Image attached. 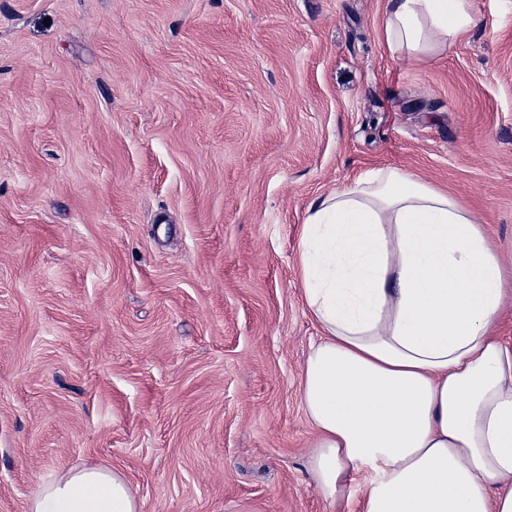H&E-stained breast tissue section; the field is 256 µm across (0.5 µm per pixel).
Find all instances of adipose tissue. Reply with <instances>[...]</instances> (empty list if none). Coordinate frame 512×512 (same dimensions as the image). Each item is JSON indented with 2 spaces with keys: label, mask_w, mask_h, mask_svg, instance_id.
I'll return each mask as SVG.
<instances>
[{
  "label": "adipose tissue",
  "mask_w": 512,
  "mask_h": 512,
  "mask_svg": "<svg viewBox=\"0 0 512 512\" xmlns=\"http://www.w3.org/2000/svg\"><path fill=\"white\" fill-rule=\"evenodd\" d=\"M475 24L471 0H388V52L438 57ZM303 296L323 336L303 371L309 466L331 506L512 512V351L494 334L504 271L472 212L409 172L374 169L313 205ZM97 461L40 476L27 512H139Z\"/></svg>",
  "instance_id": "adipose-tissue-1"
}]
</instances>
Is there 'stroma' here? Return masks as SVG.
<instances>
[{
    "label": "stroma",
    "instance_id": "obj_1",
    "mask_svg": "<svg viewBox=\"0 0 512 512\" xmlns=\"http://www.w3.org/2000/svg\"><path fill=\"white\" fill-rule=\"evenodd\" d=\"M435 61L387 0H0V512L95 459L140 512H331L310 205L395 166L512 272V0Z\"/></svg>",
    "mask_w": 512,
    "mask_h": 512
}]
</instances>
